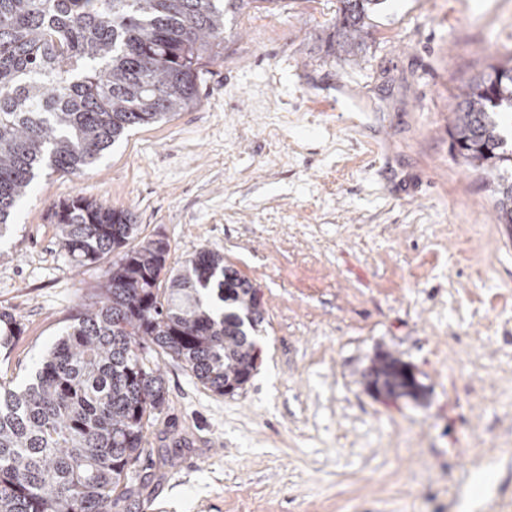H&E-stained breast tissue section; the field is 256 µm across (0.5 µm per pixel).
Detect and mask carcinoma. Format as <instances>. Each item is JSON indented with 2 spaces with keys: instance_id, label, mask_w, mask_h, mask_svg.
I'll return each instance as SVG.
<instances>
[{
  "instance_id": "carcinoma-1",
  "label": "carcinoma",
  "mask_w": 512,
  "mask_h": 512,
  "mask_svg": "<svg viewBox=\"0 0 512 512\" xmlns=\"http://www.w3.org/2000/svg\"><path fill=\"white\" fill-rule=\"evenodd\" d=\"M276 0H0V237L41 170L79 174L128 130L169 121L198 100L196 64L224 43L228 17ZM333 53L363 51L382 0H339ZM452 148L496 180V208L512 224V55L462 87ZM77 266L112 257L102 288L82 305L21 389L0 379V512H112L130 494L146 433L166 403L159 359L185 364L220 395L253 376L262 320L249 280L204 248L178 268L169 244L138 240L128 209L73 197L53 211ZM409 363L381 352L374 385L419 402Z\"/></svg>"
}]
</instances>
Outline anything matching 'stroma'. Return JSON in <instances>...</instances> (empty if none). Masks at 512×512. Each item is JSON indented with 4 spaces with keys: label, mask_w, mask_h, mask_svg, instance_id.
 <instances>
[{
    "label": "stroma",
    "mask_w": 512,
    "mask_h": 512,
    "mask_svg": "<svg viewBox=\"0 0 512 512\" xmlns=\"http://www.w3.org/2000/svg\"><path fill=\"white\" fill-rule=\"evenodd\" d=\"M339 6L237 15L194 106L85 173L40 175L0 239L17 387L111 264L75 267L52 204L129 209L170 266L215 249L259 291L243 390L161 360L122 512H512V232L448 136L458 87L512 54V0H384L353 61L329 48ZM381 350L415 367L421 402L366 391Z\"/></svg>",
    "instance_id": "35a3bbf8"
}]
</instances>
